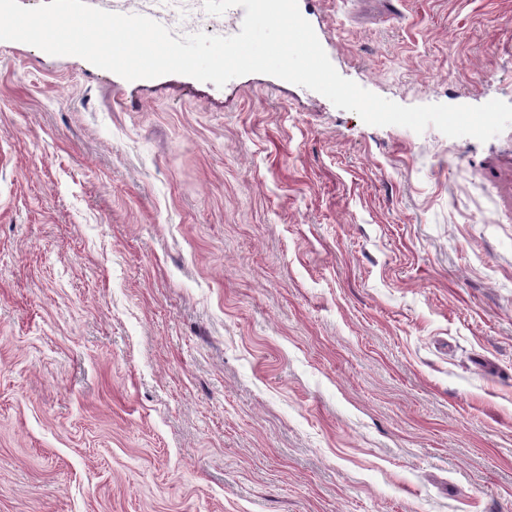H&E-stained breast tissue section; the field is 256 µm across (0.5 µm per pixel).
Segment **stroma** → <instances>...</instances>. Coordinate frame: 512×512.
<instances>
[{
	"mask_svg": "<svg viewBox=\"0 0 512 512\" xmlns=\"http://www.w3.org/2000/svg\"><path fill=\"white\" fill-rule=\"evenodd\" d=\"M298 5L364 89L512 104V0ZM0 512H512V126L0 41Z\"/></svg>",
	"mask_w": 512,
	"mask_h": 512,
	"instance_id": "obj_1",
	"label": "stroma"
}]
</instances>
